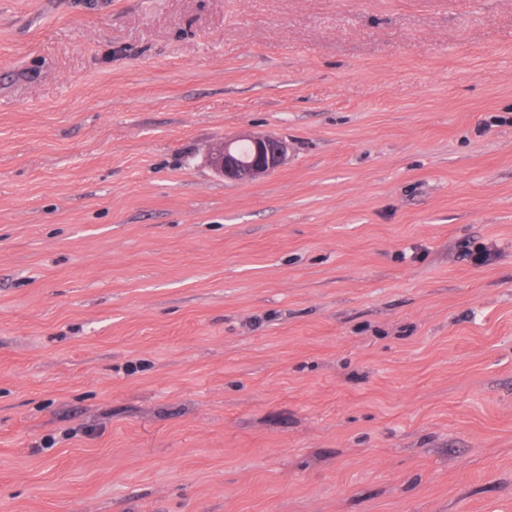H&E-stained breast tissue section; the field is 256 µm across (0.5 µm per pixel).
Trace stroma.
<instances>
[{"label": "stroma", "instance_id": "35a3bbf8", "mask_svg": "<svg viewBox=\"0 0 512 512\" xmlns=\"http://www.w3.org/2000/svg\"><path fill=\"white\" fill-rule=\"evenodd\" d=\"M0 512H512V0H0ZM247 144L249 151L243 155L239 147ZM289 144L273 134H255L242 131L216 142L207 156L213 173L225 181L254 182L278 171L288 161Z\"/></svg>", "mask_w": 512, "mask_h": 512}]
</instances>
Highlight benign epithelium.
I'll return each mask as SVG.
<instances>
[{"mask_svg": "<svg viewBox=\"0 0 512 512\" xmlns=\"http://www.w3.org/2000/svg\"><path fill=\"white\" fill-rule=\"evenodd\" d=\"M289 144L273 134L242 131L216 142L207 156L213 173L226 181L254 182L278 171L288 161Z\"/></svg>", "mask_w": 512, "mask_h": 512, "instance_id": "benign-epithelium-1", "label": "benign epithelium"}]
</instances>
